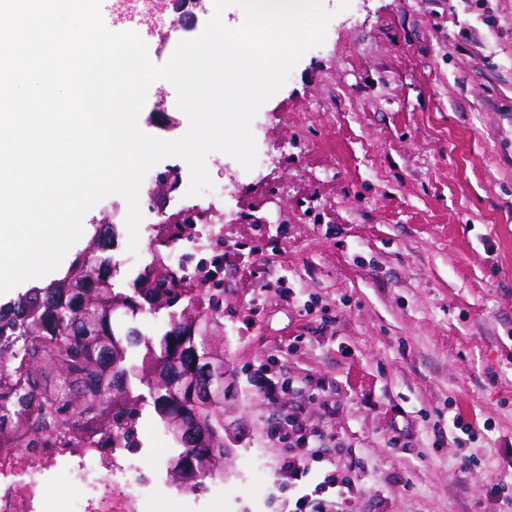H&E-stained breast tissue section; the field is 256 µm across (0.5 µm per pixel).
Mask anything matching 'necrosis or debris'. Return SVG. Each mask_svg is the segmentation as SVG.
Listing matches in <instances>:
<instances>
[{"instance_id":"1","label":"necrosis or debris","mask_w":512,"mask_h":512,"mask_svg":"<svg viewBox=\"0 0 512 512\" xmlns=\"http://www.w3.org/2000/svg\"><path fill=\"white\" fill-rule=\"evenodd\" d=\"M67 467L71 490L41 495L52 473ZM138 462L127 471L103 466L92 448L0 449V512H122L124 500H138L144 483Z\"/></svg>"}]
</instances>
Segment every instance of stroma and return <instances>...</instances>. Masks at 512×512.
Masks as SVG:
<instances>
[{"label":"stroma","instance_id":"35a3bbf8","mask_svg":"<svg viewBox=\"0 0 512 512\" xmlns=\"http://www.w3.org/2000/svg\"><path fill=\"white\" fill-rule=\"evenodd\" d=\"M322 2L324 43L251 123L264 162L208 155L223 200L186 197L169 157L142 184L136 254L122 196L83 219L115 226L127 291L167 216L223 225L203 256L224 283V495L171 482L178 445L149 403L113 466L149 477L134 512H285L298 450L271 433L293 411L336 443L309 464L350 479L334 512H512V0ZM138 126L186 133L171 83ZM164 175L180 187L160 200Z\"/></svg>","mask_w":512,"mask_h":512}]
</instances>
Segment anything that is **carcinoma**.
<instances>
[{"label":"carcinoma","mask_w":512,"mask_h":512,"mask_svg":"<svg viewBox=\"0 0 512 512\" xmlns=\"http://www.w3.org/2000/svg\"><path fill=\"white\" fill-rule=\"evenodd\" d=\"M183 236L182 224L154 228L151 261L131 295L114 282L112 242L96 233L62 277L0 309V448H137L144 396L133 393L135 377L146 384L169 433L183 417L202 422L207 432L212 456L206 462L201 449L174 437L180 451L171 468L186 464L188 477L173 472V483L198 492L206 479L224 476V404L200 407L168 392L170 382L190 379L215 350H224V289L198 276L202 259L191 272L168 262ZM146 311L165 318L154 336L125 324ZM44 361L65 375L63 384L43 383Z\"/></svg>","instance_id":"cac0c4a2"}]
</instances>
